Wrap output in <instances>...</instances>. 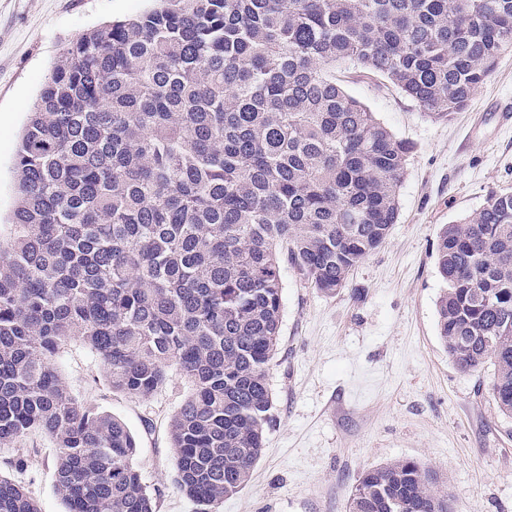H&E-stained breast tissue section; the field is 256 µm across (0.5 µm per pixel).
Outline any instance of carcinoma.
Listing matches in <instances>:
<instances>
[{
	"label": "carcinoma",
	"mask_w": 512,
	"mask_h": 512,
	"mask_svg": "<svg viewBox=\"0 0 512 512\" xmlns=\"http://www.w3.org/2000/svg\"><path fill=\"white\" fill-rule=\"evenodd\" d=\"M62 52L15 157L0 229V447L57 448L68 512H154L126 423L71 394L84 346L112 390L175 370L176 482L216 512L264 448L283 267L333 294L399 215L411 148L336 82L381 75L440 119L512 47V0H161ZM437 327L457 370L494 366L512 416V192L438 235ZM0 512H41L0 476ZM348 512H452L412 459L361 474Z\"/></svg>",
	"instance_id": "cac0c4a2"
}]
</instances>
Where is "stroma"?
<instances>
[{
	"mask_svg": "<svg viewBox=\"0 0 512 512\" xmlns=\"http://www.w3.org/2000/svg\"><path fill=\"white\" fill-rule=\"evenodd\" d=\"M157 0H0V224L16 202L14 157L54 62L78 35L150 10ZM342 87L412 146L388 240L325 294L283 271L282 322L268 372L274 397L249 484L217 512H348L358 476L410 458L436 472L455 512H512V417L491 394L492 372L460 373L437 328L443 226L512 191V49L462 111L429 117L387 79L353 64ZM61 370L73 395L122 419L156 512H194L179 490L169 423L190 392L178 373L147 399L111 390L78 343ZM27 462L24 471L12 460ZM56 450L33 432L0 448V475L22 482L41 512H68L55 488Z\"/></svg>",
	"mask_w": 512,
	"mask_h": 512,
	"instance_id": "35a3bbf8",
	"label": "stroma"
}]
</instances>
